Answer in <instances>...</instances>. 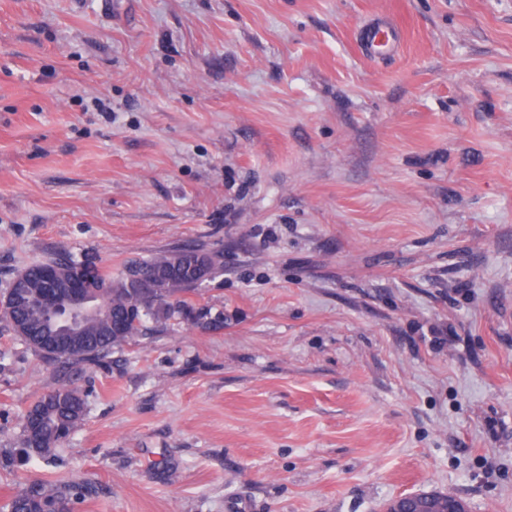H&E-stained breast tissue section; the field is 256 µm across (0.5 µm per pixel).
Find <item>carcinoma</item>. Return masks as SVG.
Returning <instances> with one entry per match:
<instances>
[{
  "instance_id": "cac0c4a2",
  "label": "carcinoma",
  "mask_w": 512,
  "mask_h": 512,
  "mask_svg": "<svg viewBox=\"0 0 512 512\" xmlns=\"http://www.w3.org/2000/svg\"><path fill=\"white\" fill-rule=\"evenodd\" d=\"M203 257L207 278L220 269L219 255L201 252L195 248H182L148 260L136 261L127 266L128 272L140 275L148 282L164 271L167 274L165 288L151 300H145L138 288H130L124 279L114 281L91 264L78 262L69 256H61L48 262H35L22 271L28 278L40 282L54 272L61 279L81 273L88 280L90 290L98 296L105 312L92 320L85 332L82 349L67 355L49 354V357L75 364H89L108 355L133 337L140 329L142 318L151 315L161 320L177 313L184 319L197 322L204 313L189 305L185 295L195 293V263ZM31 305L23 313L15 311L7 321L10 330L19 320H41L44 312L37 305L35 295H30ZM86 404L80 391L74 387L56 386L48 389L33 404V411L26 415L19 447L5 452L7 461L25 458L32 453L50 455L64 442V438L84 420ZM91 492L90 487L68 483L56 485L35 483L12 500V512H38L43 503H54L69 512L72 498L82 499Z\"/></svg>"
}]
</instances>
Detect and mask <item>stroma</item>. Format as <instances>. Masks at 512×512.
Segmentation results:
<instances>
[{"mask_svg":"<svg viewBox=\"0 0 512 512\" xmlns=\"http://www.w3.org/2000/svg\"><path fill=\"white\" fill-rule=\"evenodd\" d=\"M184 247L202 323L75 365L0 321V449L86 402L0 512H512V0H0V292ZM31 408L33 411L26 415L23 424L21 448L4 453L9 462L26 458L31 453L49 456L84 420L86 414L85 400L80 391L69 386L48 389ZM90 492V487L76 483L60 486L51 483H34L12 500L11 510L12 512H37L42 503L51 502L54 504H45L41 512H60V508L55 504L62 507L61 512H69L72 498L82 499ZM385 512H468L464 500L440 497L433 491H421L391 500Z\"/></svg>","mask_w":512,"mask_h":512,"instance_id":"obj_1","label":"stroma"}]
</instances>
